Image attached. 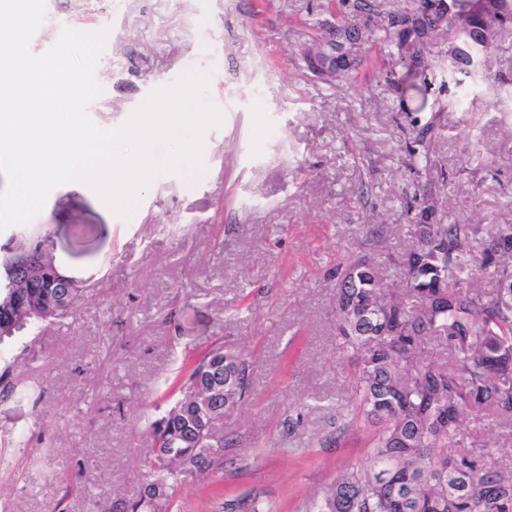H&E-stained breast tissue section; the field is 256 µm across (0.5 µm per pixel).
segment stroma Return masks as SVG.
<instances>
[{
  "mask_svg": "<svg viewBox=\"0 0 512 512\" xmlns=\"http://www.w3.org/2000/svg\"><path fill=\"white\" fill-rule=\"evenodd\" d=\"M48 0L30 42L48 51L63 28L107 30L87 112L113 129L156 88L199 69L224 114L201 170L157 175L130 217L87 185L53 189L0 246L46 232L63 274L99 289L75 322L0 347L14 395L0 398V512H120L143 481L150 426L173 407L167 390L190 358L219 344L246 352L249 392L218 429L221 470L186 474L181 512H305L338 477L370 458L372 426L350 422L349 362L333 303L338 265L384 263L412 240L406 165L410 118L438 115L444 223L512 224V120L491 108L494 86L466 109L439 112L437 68L450 40L428 48L423 74L400 85L369 75L327 80L303 60L308 21L330 0ZM500 157L487 170L469 150ZM366 224L382 225L370 250ZM303 423L288 433V416ZM502 442L489 468L512 469V423L472 415L457 436Z\"/></svg>",
  "mask_w": 512,
  "mask_h": 512,
  "instance_id": "35a3bbf8",
  "label": "stroma"
}]
</instances>
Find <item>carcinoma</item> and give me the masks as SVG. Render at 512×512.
<instances>
[{
  "instance_id": "1",
  "label": "carcinoma",
  "mask_w": 512,
  "mask_h": 512,
  "mask_svg": "<svg viewBox=\"0 0 512 512\" xmlns=\"http://www.w3.org/2000/svg\"><path fill=\"white\" fill-rule=\"evenodd\" d=\"M501 0H402L392 11L376 0H339L336 20L313 29L315 51L307 67L327 78L351 80L364 60L350 38L361 17H377L394 52L383 72L397 84L427 67L429 41L446 35L462 45L439 69L448 105L459 106L458 91L478 89L489 79L499 86L496 104L509 110L512 78L492 76L489 62L498 36L512 28ZM406 143L407 166L416 178L408 222L409 248L393 259L396 280L361 256L336 272L338 349L352 359L355 406L377 428L369 465L344 473L313 504V512H512V472L486 466L482 456L458 450L461 418L468 413L512 419V224L487 227L480 255L479 228L443 224L434 200L439 163L434 122L418 126ZM29 287L24 271L0 277V297L27 293V312L0 309V345L25 329L69 326L80 303L99 292L73 288L58 276L54 259ZM444 337L453 360L441 366L421 356L431 336ZM249 363L238 353L212 345L170 394L175 405L152 425V453L140 490L128 512H180V476L218 469L224 437L216 425L247 392ZM233 379L225 398H210L213 386Z\"/></svg>"
}]
</instances>
